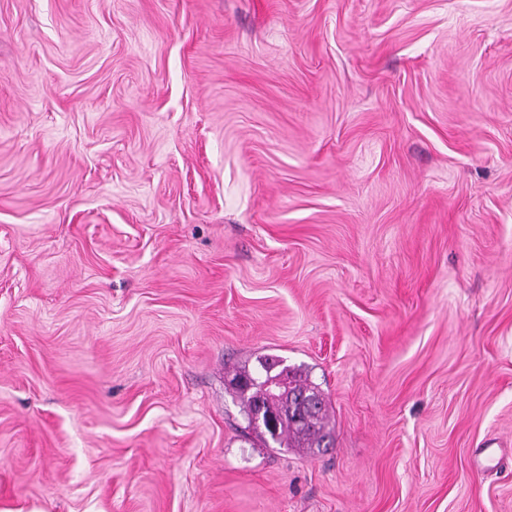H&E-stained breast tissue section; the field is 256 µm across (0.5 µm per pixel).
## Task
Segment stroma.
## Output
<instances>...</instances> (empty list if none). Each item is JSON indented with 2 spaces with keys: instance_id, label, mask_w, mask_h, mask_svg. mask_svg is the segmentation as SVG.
I'll use <instances>...</instances> for the list:
<instances>
[{
  "instance_id": "35a3bbf8",
  "label": "stroma",
  "mask_w": 512,
  "mask_h": 512,
  "mask_svg": "<svg viewBox=\"0 0 512 512\" xmlns=\"http://www.w3.org/2000/svg\"><path fill=\"white\" fill-rule=\"evenodd\" d=\"M0 512H512V0H0ZM262 372L266 373V378L259 375H254L245 366L239 370H236L230 385L239 397L243 405V411L245 412L248 427L251 428L257 436L263 440L265 444H268L270 439L274 444H277L279 448H321L323 443L331 438L330 431L327 430L328 420V408L327 404L322 397V394L317 386L307 382V379L302 378V375L296 368L285 365L288 368H283L282 371H286L289 377V392H295L305 399H309L313 402L314 410L307 409L303 413H300L299 418L296 419L293 416H285L281 418L278 426L274 431L269 430L264 424L255 422V413L261 402L266 407V410L274 409L281 411L286 407L288 403V395L284 398L283 395L288 393V379L285 373L278 372L274 375L271 373L276 369L277 366H273L269 369V379L267 383V372L266 367L279 362H284L277 356H266L258 361ZM246 377L251 381L249 386H241L238 382L239 379ZM272 393H281V396H271L268 393V389ZM259 405V410L256 416L259 420L262 419L263 405Z\"/></svg>"
}]
</instances>
